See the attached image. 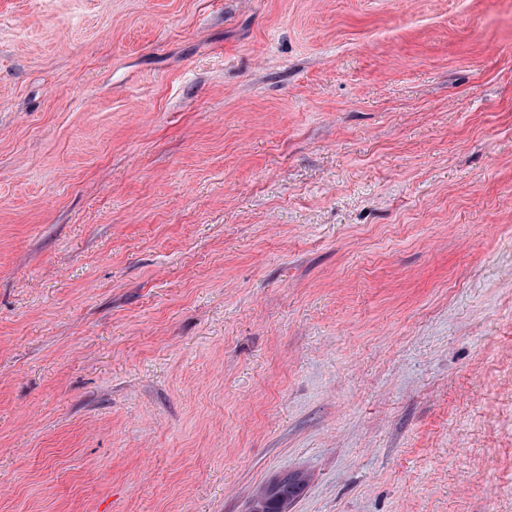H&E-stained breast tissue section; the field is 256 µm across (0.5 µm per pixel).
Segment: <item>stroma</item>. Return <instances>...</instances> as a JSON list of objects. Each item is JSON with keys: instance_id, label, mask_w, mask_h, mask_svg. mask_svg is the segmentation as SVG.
<instances>
[{"instance_id": "1", "label": "stroma", "mask_w": 512, "mask_h": 512, "mask_svg": "<svg viewBox=\"0 0 512 512\" xmlns=\"http://www.w3.org/2000/svg\"><path fill=\"white\" fill-rule=\"evenodd\" d=\"M512 512V0H0V512ZM304 479L300 475H289L277 484L260 491L252 501L254 512H284L288 503L302 491ZM282 504L284 511L277 509Z\"/></svg>"}]
</instances>
